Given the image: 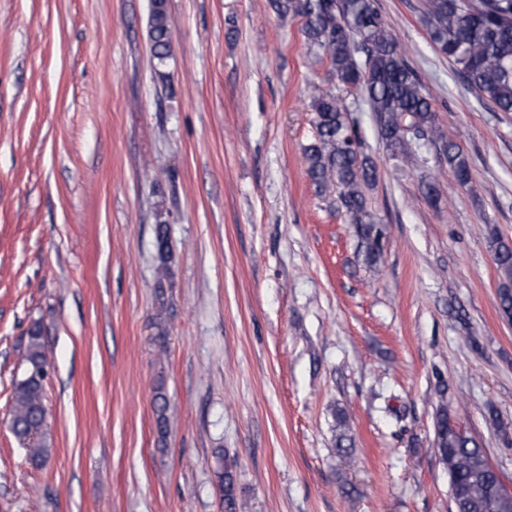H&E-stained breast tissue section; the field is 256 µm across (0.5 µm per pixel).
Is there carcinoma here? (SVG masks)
Segmentation results:
<instances>
[{"label": "carcinoma", "instance_id": "cac0c4a2", "mask_svg": "<svg viewBox=\"0 0 512 512\" xmlns=\"http://www.w3.org/2000/svg\"><path fill=\"white\" fill-rule=\"evenodd\" d=\"M282 14L304 19L302 33L309 49L329 55L331 72L343 87L364 93L374 114L378 138L396 166L421 169L428 164L427 145L442 148L438 162L447 165L458 185L471 177L469 161L457 143L437 125L435 99L406 61V50L381 15L377 0H272ZM424 19L431 43L455 65V70L494 112H512V0H425ZM148 38L159 63L171 53L165 0H152ZM315 136L305 146L307 176L316 194L335 196L345 210L357 241V256L372 268L383 256L376 242L379 220L368 209L363 187L375 181L376 165L362 150L359 120L343 98L320 89L310 98ZM161 261L170 259L168 227L155 228ZM490 248L500 275L499 311L512 318V244L492 234ZM24 376L16 382L11 428L31 443L30 460L42 464L48 449L40 442L46 410L43 382L47 375L45 337L38 324L28 330ZM167 398L155 395L159 430L167 428ZM337 451L347 455L352 439L342 415H337ZM436 450L448 468L456 512H512L504 499L500 474L493 470L479 444L460 429L447 403L435 413ZM224 512H240L233 464L220 476Z\"/></svg>", "mask_w": 512, "mask_h": 512}]
</instances>
